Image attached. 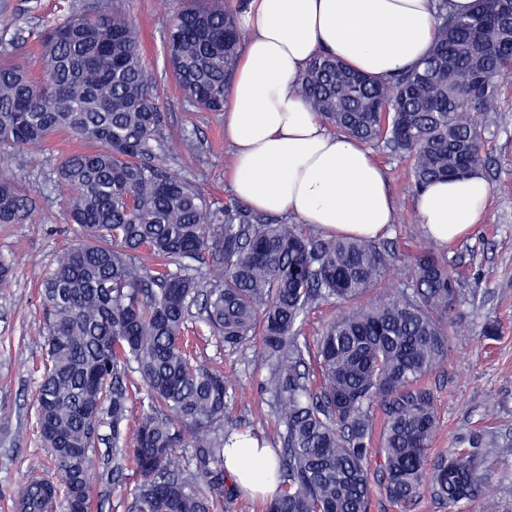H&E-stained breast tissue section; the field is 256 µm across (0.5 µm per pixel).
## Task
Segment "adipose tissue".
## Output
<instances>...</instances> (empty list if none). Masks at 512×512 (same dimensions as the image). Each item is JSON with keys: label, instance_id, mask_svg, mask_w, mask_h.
Masks as SVG:
<instances>
[{"label": "adipose tissue", "instance_id": "ef3b65f1", "mask_svg": "<svg viewBox=\"0 0 512 512\" xmlns=\"http://www.w3.org/2000/svg\"><path fill=\"white\" fill-rule=\"evenodd\" d=\"M224 108L232 188L253 210L293 214L335 235L376 238L393 222L386 175L358 141L331 132L299 80L313 57L335 55L385 82L421 62L437 32L434 0H249ZM490 195L482 174L437 181L417 196L428 237L456 241L479 224ZM269 448H228L238 485L272 496Z\"/></svg>", "mask_w": 512, "mask_h": 512}]
</instances>
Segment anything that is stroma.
<instances>
[{
  "mask_svg": "<svg viewBox=\"0 0 512 512\" xmlns=\"http://www.w3.org/2000/svg\"><path fill=\"white\" fill-rule=\"evenodd\" d=\"M6 2L15 19L13 27L0 25V40L21 33L16 53L37 75L41 72L38 33L66 20L74 7L90 0ZM100 2L125 10L141 29L143 62L157 80L168 115L165 166L197 185L212 202L234 203L232 147L224 137L223 114L197 112L186 117L189 105L164 72V41L173 16L166 0ZM498 106L502 122L485 135L491 160L485 176L492 193L483 222L468 236L439 249L463 272L462 287L471 300L460 307V322L450 331L447 362L427 379L437 398L439 429L433 442L437 453L477 430L512 437V84L502 86ZM186 137L196 144L195 157L181 152ZM71 148L65 137L57 135L24 154L0 157V176L16 178L35 202L27 219L0 224V259H20L9 280L0 282V512H18L28 463L44 453L32 432L37 386L32 366L43 356L35 340L47 331L38 285L58 248L74 234L73 226L63 219L65 197L54 184V163ZM369 149L389 182L394 222L380 241L395 257L385 277L364 294L366 304L378 301L385 289L408 285L411 257L427 239L417 218L411 161L375 143ZM488 318L499 324L497 339L481 335V325ZM202 358L222 366L225 375L238 381L233 418L253 425L261 434L273 430L274 419L260 388L263 369L250 362L247 353L213 345L206 347Z\"/></svg>",
  "mask_w": 512,
  "mask_h": 512,
  "instance_id": "obj_1",
  "label": "stroma"
}]
</instances>
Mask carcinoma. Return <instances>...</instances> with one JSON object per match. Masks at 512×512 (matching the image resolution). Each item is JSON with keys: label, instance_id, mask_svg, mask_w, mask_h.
Instances as JSON below:
<instances>
[{"label": "carcinoma", "instance_id": "carcinoma-1", "mask_svg": "<svg viewBox=\"0 0 512 512\" xmlns=\"http://www.w3.org/2000/svg\"><path fill=\"white\" fill-rule=\"evenodd\" d=\"M435 8L433 50L388 82L330 56L301 79L336 133L409 156L419 190L485 165L483 130L499 123V90L512 81V15L502 3L476 0L464 16L448 13V0ZM241 37L228 0L176 9L166 58L190 106L224 111ZM40 65L35 77L0 47V149L23 152L59 133L84 147L56 169L79 232L40 282L48 336L36 424L56 471L45 477L32 458L20 512H92L101 445L133 465L127 512L223 510L234 493L224 448L256 432L230 418L235 384L188 349L195 306L210 338L232 351L254 347L266 369L281 489L267 512H369L376 483L404 510L428 488L450 507L477 499L498 512V489L481 468L490 446L512 456L511 441L475 431L430 453L437 403L422 381L445 362L453 315L467 302L445 256L420 247L412 287L339 316L312 352L300 334L308 311L357 301L394 254L246 206L215 207L169 175L160 164L167 116L124 10H81L57 24L42 37ZM474 71L484 81L472 93ZM29 208L17 183L0 178V223L24 220Z\"/></svg>", "mask_w": 512, "mask_h": 512}]
</instances>
